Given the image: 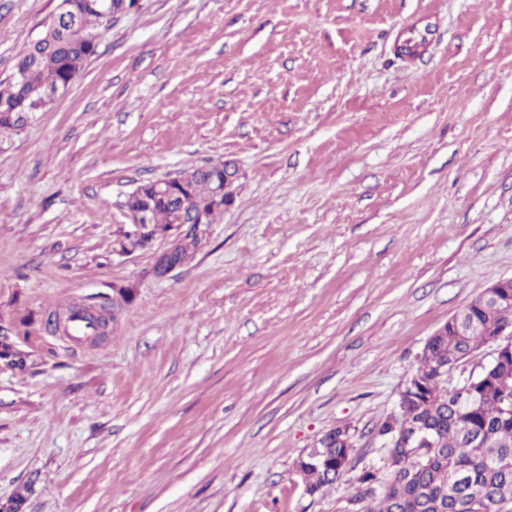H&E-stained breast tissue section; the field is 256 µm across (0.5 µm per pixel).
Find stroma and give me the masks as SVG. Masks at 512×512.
<instances>
[{
  "label": "stroma",
  "instance_id": "obj_1",
  "mask_svg": "<svg viewBox=\"0 0 512 512\" xmlns=\"http://www.w3.org/2000/svg\"><path fill=\"white\" fill-rule=\"evenodd\" d=\"M59 0H0V80ZM435 28L398 56L409 28ZM230 161L234 201L153 274L147 180ZM512 277V0H139L0 145V499L26 512H341L424 345ZM113 304L98 341L45 325ZM347 431V428L328 431L318 446L310 448L296 461L295 467L304 469L305 481L316 493L336 485L349 473L348 466L357 446L355 435L352 445V436Z\"/></svg>",
  "mask_w": 512,
  "mask_h": 512
}]
</instances>
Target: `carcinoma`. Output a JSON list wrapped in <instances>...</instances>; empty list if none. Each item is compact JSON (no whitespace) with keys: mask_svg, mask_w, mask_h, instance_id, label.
Returning <instances> with one entry per match:
<instances>
[{"mask_svg":"<svg viewBox=\"0 0 512 512\" xmlns=\"http://www.w3.org/2000/svg\"><path fill=\"white\" fill-rule=\"evenodd\" d=\"M93 0H61L67 20L50 21L39 40L18 56L12 75L0 80V134L20 132L31 118V106L55 101L71 86L95 55L101 29L112 15L130 11L135 0H106L113 11L91 7ZM224 169L201 166L183 173L166 194L154 182L140 184L127 195L124 208L146 211L149 225L159 233L176 223L182 200L203 207L204 223L220 210L211 202ZM192 238L175 247L171 260L155 261L154 274H167L169 262L183 264L199 247ZM468 322L498 327L512 325V310H496L476 297L465 314ZM493 339L489 329L448 330L424 345L420 365L375 436L410 434L425 428L432 442L419 448H387L383 464L364 467L352 478L353 492L343 512H480L489 502L512 512V353L497 366L472 377L461 394L448 387V376L481 345ZM352 437L340 428L325 433L318 446L296 461L305 481L316 492L336 485L349 473L354 455Z\"/></svg>","mask_w":512,"mask_h":512,"instance_id":"obj_1","label":"carcinoma"}]
</instances>
